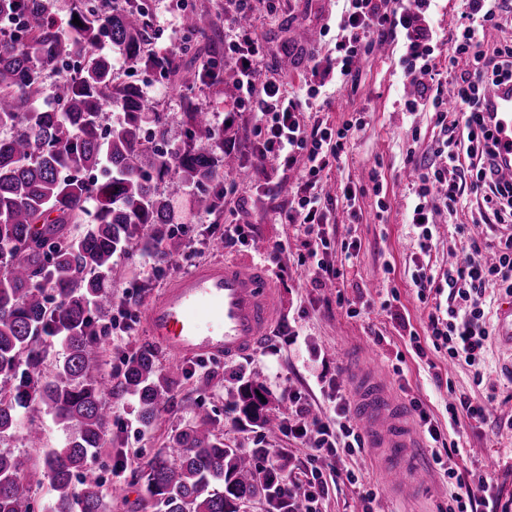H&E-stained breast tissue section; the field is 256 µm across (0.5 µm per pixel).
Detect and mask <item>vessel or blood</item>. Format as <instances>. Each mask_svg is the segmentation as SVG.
Wrapping results in <instances>:
<instances>
[{"label":"vessel or blood","mask_w":512,"mask_h":512,"mask_svg":"<svg viewBox=\"0 0 512 512\" xmlns=\"http://www.w3.org/2000/svg\"><path fill=\"white\" fill-rule=\"evenodd\" d=\"M489 99L493 112L488 130L498 152V177L512 185V90L499 87ZM277 316L276 291L269 276L258 267L234 262L177 276L144 311L149 334L177 362L232 360L253 353ZM495 334L501 344L512 348V302L498 309ZM344 375L353 389L355 418L367 444L396 451L385 470L387 484L414 495L423 492L429 478L414 465L416 442L403 406L373 372L348 364Z\"/></svg>","instance_id":"obj_1"}]
</instances>
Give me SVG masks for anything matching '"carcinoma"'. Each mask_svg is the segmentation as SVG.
<instances>
[{"instance_id":"obj_1","label":"carcinoma","mask_w":512,"mask_h":512,"mask_svg":"<svg viewBox=\"0 0 512 512\" xmlns=\"http://www.w3.org/2000/svg\"><path fill=\"white\" fill-rule=\"evenodd\" d=\"M112 0L103 12L77 0L66 24L46 0H0V20L17 24L0 36V376L13 379L0 392V437L15 426L17 409L30 413L26 440L51 476L54 512H109L93 459L111 426V406L100 377L101 317L116 304L109 278L117 256L134 248L163 258L180 248L172 228L171 198L192 187L191 208L221 217L224 128L195 102L196 89L224 82V56L208 33L212 20L183 16V28L208 38L212 54L197 61L153 47L144 10ZM79 18L81 25L72 23ZM130 70H144L183 92L182 148L164 152L147 144L163 115L146 106L138 85L121 78L106 47ZM76 55L78 75L61 72ZM55 77L51 100L45 79ZM118 117L102 125L105 110ZM102 174L91 186L76 178ZM66 348L63 363L47 367L48 339ZM232 407L248 426L269 432L279 417L268 392L250 377L237 379ZM121 388L138 397L142 421L152 426L171 399L157 355L144 347L124 364ZM74 429L62 448H51L44 417ZM268 448H228L206 412L173 431L168 450L139 469L144 512H246L262 500L266 512H288V499L305 488H280L285 464L260 468ZM0 512H35L21 464L0 451Z\"/></svg>"}]
</instances>
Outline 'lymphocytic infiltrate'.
<instances>
[{"mask_svg":"<svg viewBox=\"0 0 512 512\" xmlns=\"http://www.w3.org/2000/svg\"><path fill=\"white\" fill-rule=\"evenodd\" d=\"M433 0H348L337 24L336 82L358 90L357 64L369 58L385 41L402 39L401 58L406 78L417 95L405 99L408 112L432 111L434 146L432 157L414 167L413 198L407 219L415 225L418 248L428 253L433 240V214L456 212L461 201L476 197L480 221L487 230L512 221V190L502 188L490 167V135L483 124L485 87L512 84V40L485 46L486 29L501 27L512 16V0H466L456 21L447 68L437 63L438 34L430 12ZM257 50L249 28L237 26L236 37L224 52L225 64L237 73L239 108L254 114L252 128L256 151L271 162L297 165L301 176L291 188L292 201L284 214L286 223L300 225L304 234L324 241L327 217L322 202V173L340 164L350 134L362 127V120L349 121L338 129L309 122L318 86H309L306 96L288 94L282 79L262 76ZM454 91L461 110L450 109L447 91ZM461 261L441 277L428 275L417 266L412 281L420 301L436 293L423 332H410L412 344L429 340L449 359L465 362L483 379L487 343L493 334L488 318L492 293L512 295V236L491 242L486 234L469 235ZM289 413L281 430L299 440L307 449L302 468L307 477L306 493L292 512H320V502L329 486L340 481L362 485L364 512H375L377 492L361 484L352 472L325 476L323 455L354 454L364 448L360 434L349 420V404L337 394L332 415L315 418L309 404L297 391L288 395Z\"/></svg>","mask_w":512,"mask_h":512,"instance_id":"1","label":"lymphocytic infiltrate"}]
</instances>
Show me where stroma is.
Listing matches in <instances>:
<instances>
[{"label":"stroma","mask_w":512,"mask_h":512,"mask_svg":"<svg viewBox=\"0 0 512 512\" xmlns=\"http://www.w3.org/2000/svg\"><path fill=\"white\" fill-rule=\"evenodd\" d=\"M136 2L154 20L157 50L166 52L187 44L192 52L203 53L204 40H188L179 24L181 14L190 10L210 15L222 40L232 35L233 17L225 13L224 0ZM344 5V0H274L269 7L264 0H255L252 36L264 74L283 78L289 92L304 94L315 82L313 67H328L336 55V18ZM400 55L399 45L385 44L383 51L363 67L356 93L330 82L319 99L318 119L327 127L335 129L359 117L365 121L350 139L345 161L327 172L329 188L346 184L356 194L351 209L344 200H326L328 245L319 249V257L337 266L344 260V244L353 241L359 247L344 283L336 290L317 287L312 273L297 264L298 255L310 248L308 239L298 225L282 223L280 214L290 205V188L298 172L264 160L253 151V115L236 107L239 92L232 70H225L219 88L197 91L198 106L223 126L225 139L237 144L231 153L232 165L224 171L225 178L234 180L235 188L224 200L223 217L243 226L247 242L231 251L215 248L211 242L213 217L191 212L188 196H181L173 204L174 223L185 227L180 252L162 263L151 252L137 249L118 258L112 270V291L140 316L150 298L175 276L199 264L224 259L256 262L268 271L278 290V321L254 353L191 366L186 373L171 375L172 401L156 426L143 423L136 397L113 392V438L93 461L112 499V512H140L138 503L145 492L142 485L132 483V471L164 451L168 435L192 419L197 402L217 420L226 445L279 450L287 459V473L293 480H303L298 463L306 449L299 442L277 431L265 433L226 419L233 401V374L241 367L254 372L274 399L277 414H287V395L295 390L309 396L314 412L329 415L333 405L328 400V384L341 357L359 361L365 346L381 367L382 381L405 407L421 403L443 438L458 443L462 454L459 477L469 482L483 472H493V496L500 504L512 505V351L492 343L486 352L487 371L479 382L472 367L450 360L446 351L429 346L419 356L409 344V330L423 331L430 311L429 305L418 299L412 282L416 260H423L437 275L461 259L463 243L456 228L472 226L479 213L474 205L466 204L456 215L438 214L432 248L427 256H420L415 229L405 217L410 197L404 181L409 169L406 154L412 147L416 161L430 157L433 119L429 111L411 114L399 105V98L408 94ZM131 79L149 101L159 103L169 115L158 137L160 148L180 146L184 139L179 123L180 92L160 84L147 72H135ZM381 199L388 205L382 218L377 215ZM353 209L361 212L360 222L351 221L349 212ZM279 243L286 244V251H276ZM340 291L356 304L359 316L351 318L324 305V298L335 297ZM392 291L399 300L391 304L387 297ZM152 342L140 319L129 331L110 332L102 339L106 349L103 376L118 377L124 360ZM452 396L489 401L487 420L480 424L463 418L456 426H449L446 405ZM28 423L26 411L18 410L14 429L0 438V449L11 452L22 471L35 472L36 512H47L51 479L47 471L38 468L35 451L26 444ZM336 466L377 486L379 512H444L454 489L436 471L426 498L414 503L394 501L380 484L376 458L368 448L341 456Z\"/></svg>","instance_id":"obj_1"}]
</instances>
